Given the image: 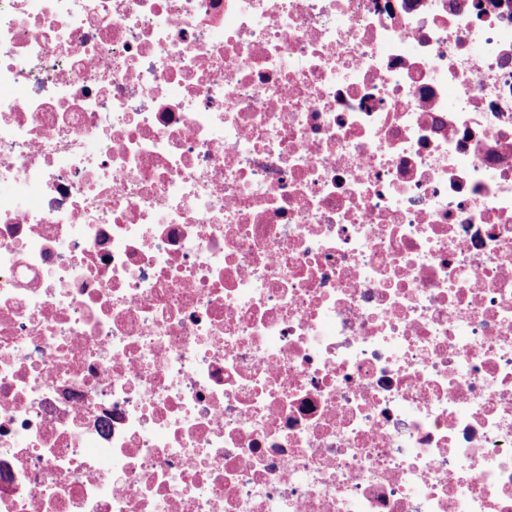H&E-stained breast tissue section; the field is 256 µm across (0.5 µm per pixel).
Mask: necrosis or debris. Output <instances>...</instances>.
<instances>
[{
    "mask_svg": "<svg viewBox=\"0 0 512 512\" xmlns=\"http://www.w3.org/2000/svg\"><path fill=\"white\" fill-rule=\"evenodd\" d=\"M0 512H512V0H0Z\"/></svg>",
    "mask_w": 512,
    "mask_h": 512,
    "instance_id": "obj_1",
    "label": "necrosis or debris"
}]
</instances>
